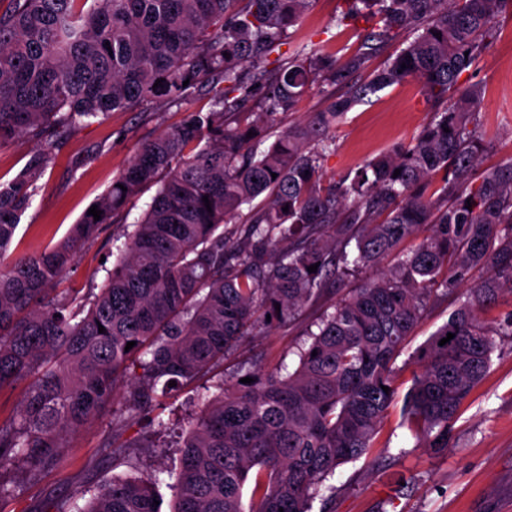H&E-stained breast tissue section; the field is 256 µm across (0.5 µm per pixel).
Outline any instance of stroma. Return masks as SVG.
<instances>
[{
	"label": "stroma",
	"instance_id": "1",
	"mask_svg": "<svg viewBox=\"0 0 512 512\" xmlns=\"http://www.w3.org/2000/svg\"><path fill=\"white\" fill-rule=\"evenodd\" d=\"M343 7V0H315L301 22L290 28L291 43H305L339 57L354 52L369 24L362 20L348 27L337 25ZM472 74L482 87L477 116L486 132L481 166L487 169L512 158V11L502 15L497 39L476 60ZM445 106V101L427 99L414 80L378 92L337 124L336 150L324 164V180L339 179L380 152L408 144ZM211 107V95L198 91L180 106L156 109L144 117L111 112L80 126L53 149L23 136L1 148L4 181L35 155H50L10 257L35 254L57 243L130 164L141 140L170 130L186 113ZM153 194L148 188L134 198L123 223L102 226L97 237L84 245L60 290L84 293L101 285L115 261L118 239L128 224L141 218ZM302 333L301 327L281 326L245 337L224 362L225 381L291 364L304 341ZM123 407V397H115L110 409L71 438L58 468L37 482H25L19 470H8L7 478L22 485L9 505L11 512H30L50 493L85 504L94 484L110 480L116 472L158 475L161 510L171 512L174 493L168 473L179 464V424L199 410L194 395L183 389L154 408L155 416L170 421L169 429L131 427L127 435L139 443L131 451L133 465L116 470L102 462L100 450L112 440L114 411ZM453 434V447L440 454L427 452L402 426L400 405H393L370 452L341 465L330 477L336 488V512H512V336L501 338L486 375L464 403Z\"/></svg>",
	"mask_w": 512,
	"mask_h": 512
}]
</instances>
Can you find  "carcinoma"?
Wrapping results in <instances>:
<instances>
[{
	"mask_svg": "<svg viewBox=\"0 0 512 512\" xmlns=\"http://www.w3.org/2000/svg\"><path fill=\"white\" fill-rule=\"evenodd\" d=\"M312 4L0 0V148L21 136L52 147L111 111L172 107L203 89L213 98L212 110L141 144L95 202L100 220L85 213L53 246L0 268V390L27 382L20 407L0 419L1 471L18 467L36 481L57 468L71 435L122 384L127 405L102 457L114 469L127 464L135 442L122 431L167 397L169 381L197 385L243 337L297 321L336 279L371 268L362 287L306 326L292 372L204 387L181 445L174 512H311L317 498L325 510L336 496L328 477L373 447L397 396L396 361L422 316L470 271L489 267L410 357L420 371L403 423L420 448L452 444V424L489 369L496 337L512 335V311L496 326L484 317L512 295V159L478 172L473 114L482 89L467 76L512 0H345L338 24H380L356 52L340 60L298 44L269 59ZM400 32L413 40L360 80ZM410 79L451 104L412 144L324 182L336 124ZM315 84L345 93L268 142L277 115ZM250 104L256 111H246ZM47 160L37 155L0 182V260ZM440 172L442 185L429 190ZM153 185L100 288L57 292L83 244ZM245 207L249 218L229 243L224 225ZM156 499L151 480L115 475L82 508L50 495L33 512H161Z\"/></svg>",
	"mask_w": 512,
	"mask_h": 512,
	"instance_id": "cac0c4a2",
	"label": "carcinoma"
}]
</instances>
